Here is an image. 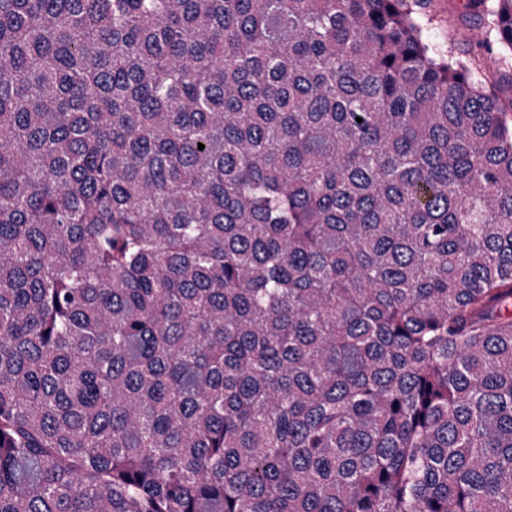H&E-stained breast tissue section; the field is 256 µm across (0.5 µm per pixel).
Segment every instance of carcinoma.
<instances>
[{
  "mask_svg": "<svg viewBox=\"0 0 512 512\" xmlns=\"http://www.w3.org/2000/svg\"><path fill=\"white\" fill-rule=\"evenodd\" d=\"M431 3L0 0V512H512V0L487 91Z\"/></svg>",
  "mask_w": 512,
  "mask_h": 512,
  "instance_id": "1",
  "label": "carcinoma"
}]
</instances>
